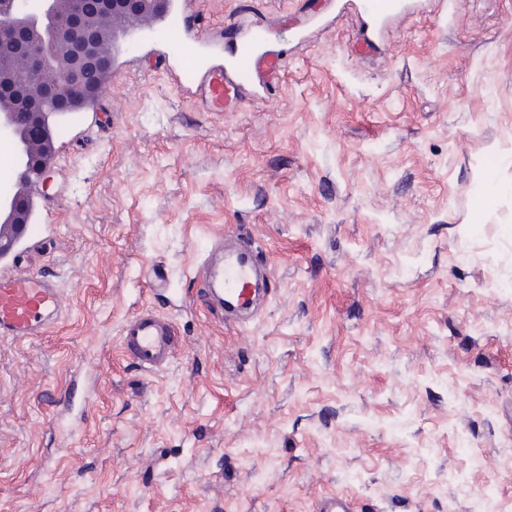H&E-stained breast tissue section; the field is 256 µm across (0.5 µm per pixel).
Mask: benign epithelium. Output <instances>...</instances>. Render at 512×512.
Masks as SVG:
<instances>
[{"label":"benign epithelium","mask_w":512,"mask_h":512,"mask_svg":"<svg viewBox=\"0 0 512 512\" xmlns=\"http://www.w3.org/2000/svg\"><path fill=\"white\" fill-rule=\"evenodd\" d=\"M172 0H0V134L14 144V190L0 195V260L32 223L54 153L49 104L99 99L112 63L108 23L165 16Z\"/></svg>","instance_id":"benign-epithelium-1"}]
</instances>
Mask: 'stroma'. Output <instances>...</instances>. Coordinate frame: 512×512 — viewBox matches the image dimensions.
I'll return each instance as SVG.
<instances>
[{
  "label": "stroma",
  "mask_w": 512,
  "mask_h": 512,
  "mask_svg": "<svg viewBox=\"0 0 512 512\" xmlns=\"http://www.w3.org/2000/svg\"><path fill=\"white\" fill-rule=\"evenodd\" d=\"M50 123L0 276L65 314L0 340V512H512V0H174ZM239 229L274 276L245 327L194 303ZM144 307L156 373L119 349ZM201 106L205 109L218 107L224 103V76L212 75L198 85ZM121 346L145 372L163 368L175 354L173 324L152 309L142 308L123 325Z\"/></svg>",
  "instance_id": "1"
}]
</instances>
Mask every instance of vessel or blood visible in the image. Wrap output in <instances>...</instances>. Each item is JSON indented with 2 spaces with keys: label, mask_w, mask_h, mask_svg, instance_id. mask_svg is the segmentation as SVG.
<instances>
[{
  "label": "vessel or blood",
  "mask_w": 512,
  "mask_h": 512,
  "mask_svg": "<svg viewBox=\"0 0 512 512\" xmlns=\"http://www.w3.org/2000/svg\"><path fill=\"white\" fill-rule=\"evenodd\" d=\"M198 90L203 108L223 104V76L200 81ZM212 251L197 272L201 291L195 302L208 308L213 301H221L225 323L241 325L242 315L255 308L260 295L269 293L272 271L259 259L251 239L241 237L233 245L218 239ZM62 315L63 301L54 276L19 273L0 278V338L26 340L43 336ZM121 346L124 354L144 371L163 368L175 354L173 324L152 309H141L125 322Z\"/></svg>",
  "instance_id": "b4317fda"
}]
</instances>
